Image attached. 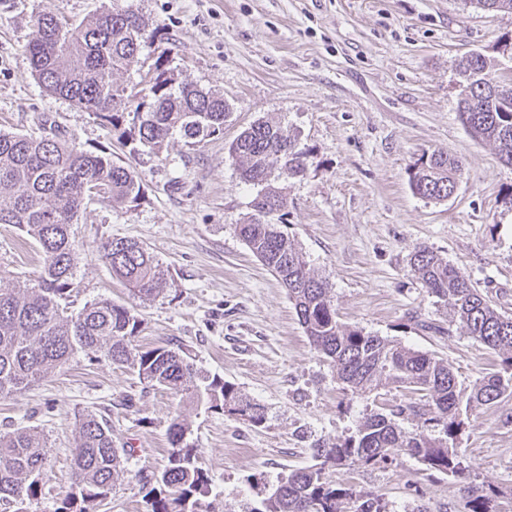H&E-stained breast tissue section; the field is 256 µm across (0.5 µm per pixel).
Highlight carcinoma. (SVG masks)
Segmentation results:
<instances>
[{
    "instance_id": "1",
    "label": "carcinoma",
    "mask_w": 512,
    "mask_h": 512,
    "mask_svg": "<svg viewBox=\"0 0 512 512\" xmlns=\"http://www.w3.org/2000/svg\"><path fill=\"white\" fill-rule=\"evenodd\" d=\"M153 38L139 15L123 7L78 23L45 9L37 15L24 57L46 93L115 129L130 123L139 142L158 155L175 134L200 142L223 132L229 112L224 96L187 82L172 65L168 49L149 65L146 80L131 87L114 83V73L140 63L143 48ZM458 69L469 76L458 105L462 123L475 139L495 144L500 160L511 167L512 96L497 97L501 80L488 56L464 57ZM231 154L239 164L240 179L252 185L266 182L275 168L286 180L307 173V154L297 149L296 137L284 134L270 117L245 128ZM461 167V161L446 152L424 153L411 168V186L423 198L444 201L454 194ZM143 196L142 178L110 154L83 151L57 133H0V224L25 233L40 257L33 286L0 284V398L37 386L84 353L132 370L148 388L167 390L182 401H204L209 409L250 426L263 425L265 406L223 378L195 368L180 349L138 348L134 339L140 321L129 307L103 298L70 309L68 298L82 260L70 226L78 223L88 201L126 206ZM286 203L276 187L260 191L252 201L253 214L237 225L239 236L287 289L311 345L336 368L346 394H370L384 376L414 398L388 414H369L343 440L314 445L315 464L281 475L250 512H387L374 494L336 486L329 470L356 462L375 466L406 453L432 472L459 475L462 465L451 442L460 429V412L512 395V315L440 255L425 248L412 255L417 278L429 294L449 306L452 321L501 358L500 369L466 393L443 359L338 322L327 282L311 272L303 253L267 219ZM97 257L140 298L159 293L167 284L158 261L136 241L109 239L98 248ZM411 415L424 418L427 428H439V435L405 431L401 420ZM188 434L189 424L175 415L168 426L165 463L134 473L145 490L149 512H208L210 480ZM132 452L116 447L106 419L91 411L80 414L70 491L55 512H97L124 475V462ZM48 454L47 437L35 428L0 433V500L7 505L19 498L38 500L42 481L37 476L43 474ZM464 492L468 512H497L492 492L475 484Z\"/></svg>"
}]
</instances>
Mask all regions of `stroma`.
Listing matches in <instances>:
<instances>
[{
    "label": "stroma",
    "instance_id": "obj_1",
    "mask_svg": "<svg viewBox=\"0 0 512 512\" xmlns=\"http://www.w3.org/2000/svg\"><path fill=\"white\" fill-rule=\"evenodd\" d=\"M158 32L143 54L175 44L173 64L189 81L231 106L221 134L198 143L173 136L155 155L110 125L47 95L22 52L38 11L78 22L111 0H0V130H59L89 152L111 149L141 176L138 206L88 202L72 236L82 261L72 308L105 297L132 308L142 347H182L198 367L234 383L264 405L252 427L206 405L178 406L143 390L136 373L77 354L38 386L0 399V432L38 428L49 444L34 512H54L70 490L75 413L107 415L127 467H157L169 447L174 411L190 425L211 493L210 512H250L264 483L311 465L312 444L350 436L367 413L407 402L409 390L383 382L377 395L344 397L335 369L310 345L288 292L240 238L256 186L240 180L228 148L242 130L272 116L308 155L304 179L289 183L272 221L331 288L341 324L435 353L472 387L499 357L464 335L449 309L428 294L410 258L425 247L461 268L512 313V167L476 141L458 114L456 64L475 51L512 80V13H488L469 0H130ZM437 150L463 163L454 194L433 202L410 185V168ZM147 246L171 286L151 300L133 297L96 258L108 239ZM31 240L0 224V282L33 283ZM457 446L473 483L500 493L512 512V396L464 415ZM333 481L379 495L387 512H465L461 479L424 470L403 454L377 467L336 469Z\"/></svg>",
    "mask_w": 512,
    "mask_h": 512
}]
</instances>
